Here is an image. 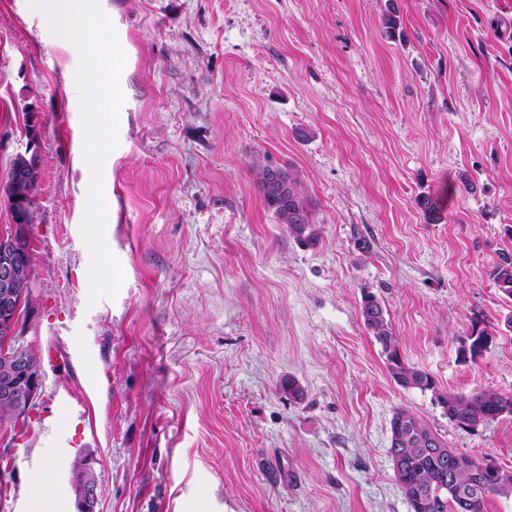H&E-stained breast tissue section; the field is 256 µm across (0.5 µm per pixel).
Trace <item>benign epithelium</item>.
I'll list each match as a JSON object with an SVG mask.
<instances>
[{
    "mask_svg": "<svg viewBox=\"0 0 512 512\" xmlns=\"http://www.w3.org/2000/svg\"><path fill=\"white\" fill-rule=\"evenodd\" d=\"M38 166L37 157H29V166L16 171L8 200L17 211L28 208L23 194L15 187L29 184ZM30 263L16 240L0 239V401L8 403L17 418L26 416L42 388L40 366L22 341L17 323L22 305L31 291ZM96 461L88 456L72 468L71 484L78 512H96L98 478Z\"/></svg>",
    "mask_w": 512,
    "mask_h": 512,
    "instance_id": "obj_1",
    "label": "benign epithelium"
}]
</instances>
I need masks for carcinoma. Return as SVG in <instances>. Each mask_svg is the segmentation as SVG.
Masks as SVG:
<instances>
[{
    "instance_id": "obj_1",
    "label": "carcinoma",
    "mask_w": 512,
    "mask_h": 512,
    "mask_svg": "<svg viewBox=\"0 0 512 512\" xmlns=\"http://www.w3.org/2000/svg\"><path fill=\"white\" fill-rule=\"evenodd\" d=\"M264 206L273 212L280 224L299 241L311 244L315 239L310 203L298 175L292 170L254 162ZM494 281L501 292L512 297V256L505 254L494 271ZM361 317L369 335L380 345L386 358V369L392 380L404 389L435 393L446 410L448 419L458 426L474 427L504 415H512V405L502 404L505 396L492 390L468 394L438 392L431 375L407 363L399 353L392 325L386 319L381 302L372 294L362 299ZM493 337L485 328L472 327L461 343L460 355L475 359L487 352ZM448 442L432 431L413 412L404 408L391 419V456L398 459L396 480L412 512H434L432 501L445 500L446 512H456L460 505L458 490L470 491L466 512H487V503L494 496H512V480L497 485L496 475L475 465V457L463 452L444 454Z\"/></svg>"
}]
</instances>
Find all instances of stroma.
Instances as JSON below:
<instances>
[{
  "mask_svg": "<svg viewBox=\"0 0 512 512\" xmlns=\"http://www.w3.org/2000/svg\"><path fill=\"white\" fill-rule=\"evenodd\" d=\"M98 2L126 55L102 173L124 280L91 306L78 52L0 0V186L34 147L18 329L43 374L29 414L0 419V512H29L45 470L44 512H77L81 454L96 512H411L399 408L512 470V416L457 426L394 383L360 316L376 296L438 390L512 396V298L491 276L512 254V0ZM256 161L299 176L315 244L265 208ZM475 326L494 341L462 358ZM95 464V459L89 455L79 465L72 467L71 484L79 512H96L98 478Z\"/></svg>",
  "mask_w": 512,
  "mask_h": 512,
  "instance_id": "obj_1",
  "label": "stroma"
}]
</instances>
